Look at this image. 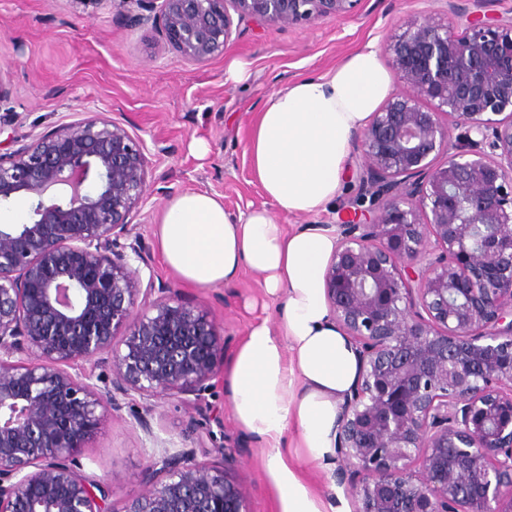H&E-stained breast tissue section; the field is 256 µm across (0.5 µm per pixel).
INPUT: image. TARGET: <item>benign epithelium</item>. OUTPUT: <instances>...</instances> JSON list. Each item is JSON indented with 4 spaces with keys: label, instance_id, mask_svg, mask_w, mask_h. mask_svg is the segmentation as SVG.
Wrapping results in <instances>:
<instances>
[{
    "label": "benign epithelium",
    "instance_id": "1",
    "mask_svg": "<svg viewBox=\"0 0 512 512\" xmlns=\"http://www.w3.org/2000/svg\"><path fill=\"white\" fill-rule=\"evenodd\" d=\"M134 2L204 65L236 20L315 25L363 0ZM443 2L384 40L403 89L356 135L357 191L323 225L338 241L327 304L360 357L336 443L355 512H512V9ZM148 168L100 117L0 152V202L32 201L30 222L0 225V512H247L224 467L197 459L201 436L149 453L146 489L119 506L78 461L124 405L157 440L135 397L202 403L224 357L178 289L140 293ZM86 359L111 382L69 371Z\"/></svg>",
    "mask_w": 512,
    "mask_h": 512
}]
</instances>
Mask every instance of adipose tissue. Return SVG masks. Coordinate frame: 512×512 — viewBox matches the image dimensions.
I'll use <instances>...</instances> for the list:
<instances>
[{
  "mask_svg": "<svg viewBox=\"0 0 512 512\" xmlns=\"http://www.w3.org/2000/svg\"><path fill=\"white\" fill-rule=\"evenodd\" d=\"M393 90L371 45L322 76L277 89L245 143L269 207L234 214L221 196L186 190L170 197L157 224L159 250L180 280L210 288L249 269L277 302L274 318L253 322L230 356L224 385L234 422L266 450L279 512H338L301 468L335 463L340 407L358 378L359 355L325 297L335 236L276 216L313 214L335 200L355 134Z\"/></svg>",
  "mask_w": 512,
  "mask_h": 512,
  "instance_id": "obj_1",
  "label": "adipose tissue"
}]
</instances>
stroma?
<instances>
[{"instance_id":"1","label":"stroma","mask_w":512,"mask_h":512,"mask_svg":"<svg viewBox=\"0 0 512 512\" xmlns=\"http://www.w3.org/2000/svg\"><path fill=\"white\" fill-rule=\"evenodd\" d=\"M439 0H364L353 14L314 26H258L234 29L222 57L193 65L149 25L137 24L131 0H0V64L8 68V93L0 98V152L16 149L34 135L90 116L120 122L141 139L150 161L148 188L134 210L136 226L150 255L155 282L177 288L184 301L207 310L224 333L232 354L248 326L272 315L275 301H264L260 276L246 271L216 288L181 283L165 266L156 224L169 198L183 190L205 191L224 199L232 212L267 205L244 153L255 112L272 91L327 72L367 44L382 45L386 35L412 14L439 9ZM250 64L247 83L224 81L226 59ZM204 137L208 151H190ZM210 406L225 416L224 454L208 462L222 466L241 489L249 512H277L267 482L260 444L229 418V396L216 386ZM209 406V407H210ZM207 409V408H206ZM205 408L178 399L144 400L140 410L156 436L181 444ZM152 443L127 410L108 416L81 450L86 474L112 479L114 502L144 487Z\"/></svg>"}]
</instances>
